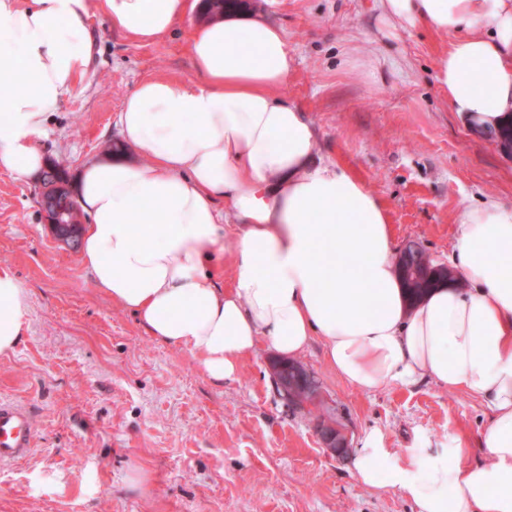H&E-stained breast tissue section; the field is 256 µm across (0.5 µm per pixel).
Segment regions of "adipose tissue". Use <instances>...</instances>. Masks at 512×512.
Returning <instances> with one entry per match:
<instances>
[{
	"mask_svg": "<svg viewBox=\"0 0 512 512\" xmlns=\"http://www.w3.org/2000/svg\"><path fill=\"white\" fill-rule=\"evenodd\" d=\"M150 43L190 0H0V171L29 180L46 167L50 119L94 66L88 26ZM387 24L448 35L437 83L457 119L489 129L512 119V0H380ZM200 79L140 81L115 125L127 155L81 166L75 189L89 221L79 261L113 305L159 343L190 352L214 385L270 346H325L329 369L375 390L431 381L488 409L483 460L462 439L397 456L365 433L351 469L413 512H512V205L466 207L449 265L457 283L409 304L389 215L363 181L318 156L308 112L286 100L293 58L284 30L251 16L196 26ZM231 239L229 251L219 243ZM226 265L232 287L214 269ZM28 314L17 279L0 270V354Z\"/></svg>",
	"mask_w": 512,
	"mask_h": 512,
	"instance_id": "obj_1",
	"label": "adipose tissue"
}]
</instances>
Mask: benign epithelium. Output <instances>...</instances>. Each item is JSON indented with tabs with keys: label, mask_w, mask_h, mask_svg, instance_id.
Returning <instances> with one entry per match:
<instances>
[{
	"label": "benign epithelium",
	"mask_w": 512,
	"mask_h": 512,
	"mask_svg": "<svg viewBox=\"0 0 512 512\" xmlns=\"http://www.w3.org/2000/svg\"><path fill=\"white\" fill-rule=\"evenodd\" d=\"M68 211L62 207H43V218L58 239L67 242L74 239L72 225L67 223ZM397 265L403 275L412 281H419L431 276L448 277V268L432 262L422 246L414 241H407L397 257ZM271 370L278 392L288 397V392L301 393L305 403L324 405L322 417L317 421L316 430L322 446L331 454L341 457L350 448V439L342 424L336 419L333 406L324 403L321 385L313 372L303 364L295 361L276 360L271 363Z\"/></svg>",
	"instance_id": "1"
}]
</instances>
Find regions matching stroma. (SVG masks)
Here are the masks:
<instances>
[{
  "label": "stroma",
  "instance_id": "1",
  "mask_svg": "<svg viewBox=\"0 0 512 512\" xmlns=\"http://www.w3.org/2000/svg\"><path fill=\"white\" fill-rule=\"evenodd\" d=\"M249 13L284 29L294 63L282 95L309 113L320 154L387 207L396 244L416 240L447 264L464 207L512 205V154L492 132L467 130L437 86L446 35L387 26L378 0H253ZM202 20L190 13L145 44L93 11L96 61L54 117L49 163L72 176L117 151L115 116L139 81L196 80L189 44ZM39 200V180L0 172V267L29 303L22 339L0 354V400L27 407L35 426L28 457L0 465V512H412L322 448L313 416L275 387L274 350L214 386L189 352L157 343L100 294ZM299 361L335 401L354 448L372 428L398 454L453 436L473 447L487 422L477 397L429 381L356 389L330 371L318 339ZM134 472L145 489L129 488Z\"/></svg>",
  "mask_w": 512,
  "mask_h": 512
}]
</instances>
